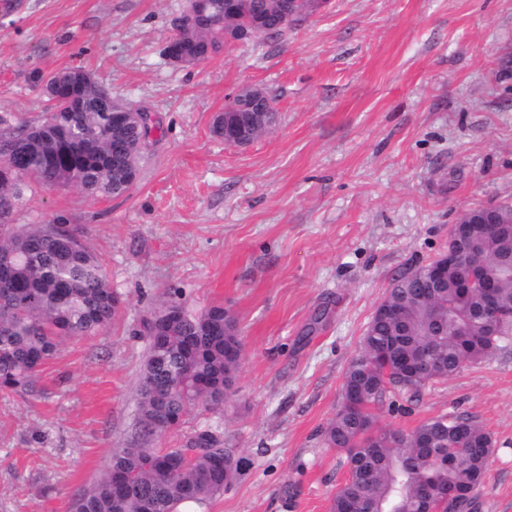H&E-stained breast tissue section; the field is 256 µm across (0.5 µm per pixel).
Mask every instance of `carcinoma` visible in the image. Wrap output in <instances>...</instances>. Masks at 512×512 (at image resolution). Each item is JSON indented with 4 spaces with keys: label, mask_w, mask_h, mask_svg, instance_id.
<instances>
[{
    "label": "carcinoma",
    "mask_w": 512,
    "mask_h": 512,
    "mask_svg": "<svg viewBox=\"0 0 512 512\" xmlns=\"http://www.w3.org/2000/svg\"><path fill=\"white\" fill-rule=\"evenodd\" d=\"M251 16L275 13L279 0H238ZM210 27L180 33L200 54L226 49L223 15ZM43 83L49 112L31 121L0 118V392L31 393L59 343L112 324L120 297L98 255L78 230L64 224L17 229L12 216L31 182L74 186L90 197L121 196L140 173L145 138L130 123L112 126L97 82L79 86L81 106L56 97L52 79ZM508 223L469 244L483 260L476 274L491 284L469 293L448 281H429L421 266L395 278L382 301L398 321L372 316L359 353L342 385V404L323 431L331 448L345 452L347 475L330 512H427L423 486L464 493L455 512H476L491 465L492 435L457 415L430 418L397 443L394 430L379 425L374 409L394 389L418 391L495 354L512 336V204L502 205ZM499 313L489 326L480 311ZM148 347L139 385L137 425L141 438L115 449L104 474L71 501L69 512H178L184 503L208 505L242 471L244 460L224 447V436L198 430L181 448H153L155 439L180 426L193 410L218 409L232 393L241 359L236 319L224 306L189 310L172 290L144 321ZM458 463L448 465V455Z\"/></svg>",
    "instance_id": "1"
}]
</instances>
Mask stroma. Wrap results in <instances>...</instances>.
Masks as SVG:
<instances>
[{"label": "stroma", "mask_w": 512, "mask_h": 512, "mask_svg": "<svg viewBox=\"0 0 512 512\" xmlns=\"http://www.w3.org/2000/svg\"><path fill=\"white\" fill-rule=\"evenodd\" d=\"M184 2L0 0V116L39 119L43 78L80 66L158 118L127 193L34 185L14 216L82 231L122 312L63 341L35 394H0V512H67L135 437L143 322L173 289L229 309L243 349L223 409L155 446L208 426L245 457L207 512H329L347 470L322 431L376 306L464 210L512 201V0H331L286 37L180 67L162 49ZM242 86L281 118L237 148L210 126ZM393 402L378 419L406 433L442 414L490 432L479 512H512V340Z\"/></svg>", "instance_id": "stroma-1"}]
</instances>
